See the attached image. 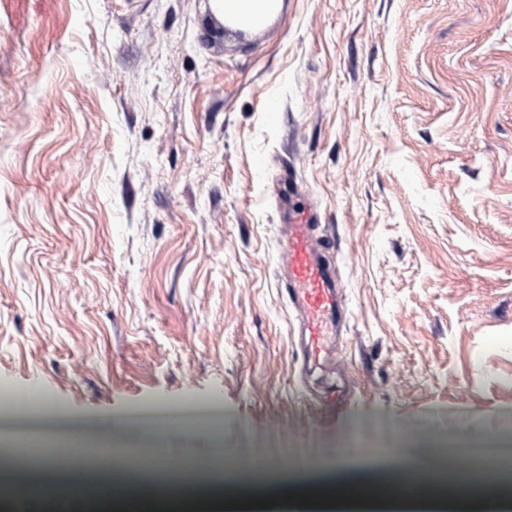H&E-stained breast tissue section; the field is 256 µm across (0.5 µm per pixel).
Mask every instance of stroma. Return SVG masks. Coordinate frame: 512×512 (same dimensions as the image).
<instances>
[{"label": "stroma", "instance_id": "1", "mask_svg": "<svg viewBox=\"0 0 512 512\" xmlns=\"http://www.w3.org/2000/svg\"><path fill=\"white\" fill-rule=\"evenodd\" d=\"M333 238L335 411L296 369L281 179ZM92 418L219 404L224 447L512 426V0H0V392ZM0 512H166L52 464ZM399 497L311 512H439ZM271 1L274 0H221L225 16H234L239 13L238 9H245L253 16L254 22L273 7Z\"/></svg>", "mask_w": 512, "mask_h": 512}]
</instances>
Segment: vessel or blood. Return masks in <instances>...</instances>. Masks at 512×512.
<instances>
[{
  "label": "vessel or blood",
  "mask_w": 512,
  "mask_h": 512,
  "mask_svg": "<svg viewBox=\"0 0 512 512\" xmlns=\"http://www.w3.org/2000/svg\"><path fill=\"white\" fill-rule=\"evenodd\" d=\"M295 193L291 184L279 191L285 224L279 283L282 294L299 313L303 366L316 370L324 368L335 355L336 330L348 320L349 311L326 258L330 241L316 234L317 214L292 203Z\"/></svg>",
  "instance_id": "vessel-or-blood-1"
}]
</instances>
